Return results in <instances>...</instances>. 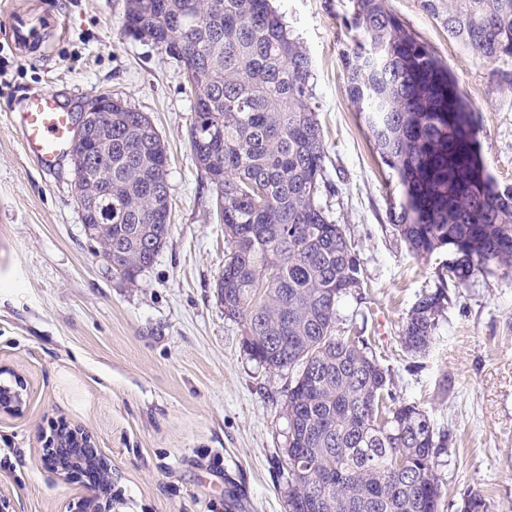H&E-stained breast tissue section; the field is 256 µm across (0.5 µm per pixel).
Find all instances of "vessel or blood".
Instances as JSON below:
<instances>
[{
	"label": "vessel or blood",
	"mask_w": 512,
	"mask_h": 512,
	"mask_svg": "<svg viewBox=\"0 0 512 512\" xmlns=\"http://www.w3.org/2000/svg\"><path fill=\"white\" fill-rule=\"evenodd\" d=\"M42 26L24 14H11L6 34L18 52L35 53L42 45ZM24 152L44 170L54 169L72 149L73 114L50 91L28 96L12 118Z\"/></svg>",
	"instance_id": "obj_1"
}]
</instances>
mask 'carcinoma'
<instances>
[{
  "label": "carcinoma",
  "mask_w": 512,
  "mask_h": 512,
  "mask_svg": "<svg viewBox=\"0 0 512 512\" xmlns=\"http://www.w3.org/2000/svg\"><path fill=\"white\" fill-rule=\"evenodd\" d=\"M358 31L344 56L349 97L365 111L374 150L395 178L388 211L418 256L448 248L450 281L512 268V187L487 171L475 112L448 66L387 0H350ZM448 35L478 59L512 56V0H423ZM125 26L202 82L189 140L216 191L227 254L218 275L224 315L242 322L243 347L270 372L288 371L283 461L289 512H439L443 443L428 413L400 401L369 344L341 336V300L363 287L344 230L322 205L326 146L311 105L310 58L270 0H127ZM147 116L112 101V132L74 165L77 195L103 204L88 223L112 244L131 283L170 233L168 157ZM112 167V179L94 172ZM443 292L423 295L401 342L435 340ZM300 454L331 481L291 469Z\"/></svg>",
  "instance_id": "cac0c4a2"
}]
</instances>
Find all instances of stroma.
Masks as SVG:
<instances>
[{
  "instance_id": "35a3bbf8",
  "label": "stroma",
  "mask_w": 512,
  "mask_h": 512,
  "mask_svg": "<svg viewBox=\"0 0 512 512\" xmlns=\"http://www.w3.org/2000/svg\"><path fill=\"white\" fill-rule=\"evenodd\" d=\"M387 4L454 72L491 173L512 186V57L479 61L421 0ZM273 5L310 55L326 144L322 202L364 279L341 302L339 332L368 339L393 393L428 412L444 443L441 512H459L472 491L488 512H512V273L459 286L445 276L448 251H409L388 220L389 171L347 93L349 0ZM13 10L54 24L25 57L0 34L9 60L0 73V379L28 393L22 414L0 412L5 512H69L88 495L79 475L63 480L43 464V437L61 424L88 430L111 464L112 512H288V374L250 359L242 324L216 298L224 226L190 146L196 93L181 64L127 34L126 0H0V27ZM38 90L58 92L74 113L99 94L122 99L164 141L171 230L136 283L87 241L70 160L45 171L25 155L11 114ZM439 289L436 339L409 354L405 318Z\"/></svg>"
}]
</instances>
